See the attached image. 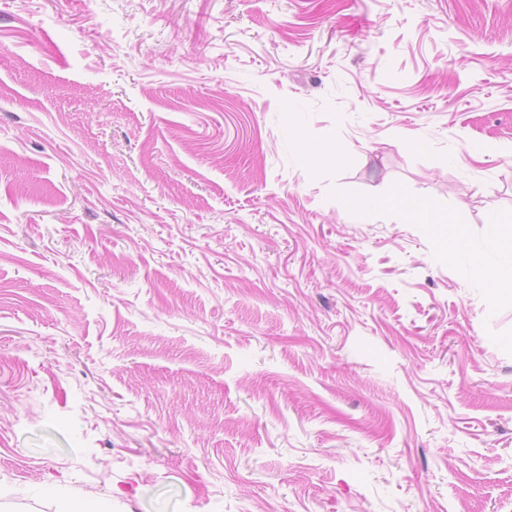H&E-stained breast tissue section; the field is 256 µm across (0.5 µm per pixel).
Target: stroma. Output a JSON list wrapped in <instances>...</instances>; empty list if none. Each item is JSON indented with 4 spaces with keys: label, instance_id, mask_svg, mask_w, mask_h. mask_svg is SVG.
Returning a JSON list of instances; mask_svg holds the SVG:
<instances>
[{
    "label": "stroma",
    "instance_id": "obj_1",
    "mask_svg": "<svg viewBox=\"0 0 512 512\" xmlns=\"http://www.w3.org/2000/svg\"><path fill=\"white\" fill-rule=\"evenodd\" d=\"M512 0H0V512H512ZM475 272L493 287H512V266L504 268L486 252H481L474 259Z\"/></svg>",
    "mask_w": 512,
    "mask_h": 512
}]
</instances>
